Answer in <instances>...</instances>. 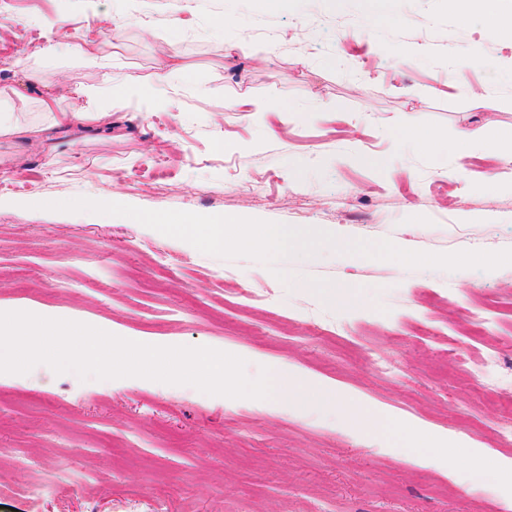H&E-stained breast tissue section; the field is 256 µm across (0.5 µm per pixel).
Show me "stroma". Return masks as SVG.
<instances>
[{"label": "stroma", "instance_id": "stroma-1", "mask_svg": "<svg viewBox=\"0 0 512 512\" xmlns=\"http://www.w3.org/2000/svg\"><path fill=\"white\" fill-rule=\"evenodd\" d=\"M0 0V89L33 56L0 136V311L92 323L136 342L208 346L248 378L287 368L290 400L233 399L48 365L0 373V512H512V265L408 268L325 247L224 259L126 216L44 209L87 197L389 239L434 253L512 249V150L457 139L512 128V33L482 0ZM61 19L54 30L46 18ZM94 44L96 64L81 47ZM178 74L165 76V62ZM85 88L92 97L82 96ZM89 108L110 126H58ZM280 112L263 111L266 103ZM448 141L398 149L406 121ZM248 282L263 299L236 295ZM482 312L488 335L467 314ZM330 386L380 416L482 456L493 477L420 462L353 433ZM64 481L66 497L29 495Z\"/></svg>", "mask_w": 512, "mask_h": 512}]
</instances>
